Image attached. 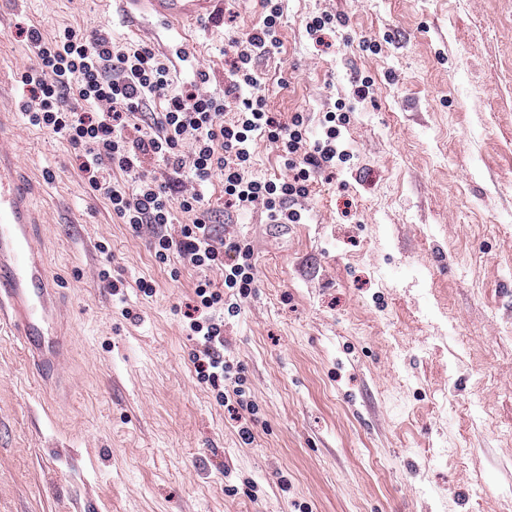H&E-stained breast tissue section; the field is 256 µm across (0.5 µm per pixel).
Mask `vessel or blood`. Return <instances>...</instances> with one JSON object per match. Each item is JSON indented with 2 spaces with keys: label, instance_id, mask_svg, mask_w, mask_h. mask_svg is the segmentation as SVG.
Masks as SVG:
<instances>
[{
  "label": "vessel or blood",
  "instance_id": "vessel-or-blood-1",
  "mask_svg": "<svg viewBox=\"0 0 512 512\" xmlns=\"http://www.w3.org/2000/svg\"><path fill=\"white\" fill-rule=\"evenodd\" d=\"M127 17L147 13L165 22H195L215 15L222 0H119ZM0 126V326L9 325L41 371L67 361L65 314L46 273L29 186Z\"/></svg>",
  "mask_w": 512,
  "mask_h": 512
}]
</instances>
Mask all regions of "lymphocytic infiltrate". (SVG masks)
I'll return each instance as SVG.
<instances>
[{
  "instance_id": "lymphocytic-infiltrate-1",
  "label": "lymphocytic infiltrate",
  "mask_w": 512,
  "mask_h": 512,
  "mask_svg": "<svg viewBox=\"0 0 512 512\" xmlns=\"http://www.w3.org/2000/svg\"><path fill=\"white\" fill-rule=\"evenodd\" d=\"M260 7L261 26L232 38L236 55L229 85L221 93L203 90L194 80L170 93L171 59L144 42L116 44L104 27H67L46 35L28 25L25 34L35 63L21 75L30 93L22 106L28 124L68 143L86 190L104 196L121 223L137 233L152 229L158 263L167 264L175 252L192 267L222 272V290L207 280L195 286L197 314L187 329L200 337L201 347L192 362L199 381L216 389L221 405L250 414L254 404L244 400L240 385L230 382L224 324L208 312L223 307L237 315L256 286L253 251L214 235L201 189L213 176H222L225 209L243 211L259 201L270 223L297 224L302 214L294 202L308 195L315 174L335 170L344 156L335 126L310 139L302 113L281 121L259 95L253 60L279 48L283 16L282 0H260ZM229 110L234 117L228 121L224 114ZM141 116L149 118L151 135L130 136L129 127ZM259 136L280 148L287 177L249 176L251 144ZM153 160L185 176L189 188L173 194L170 184L149 170ZM179 212L193 220L175 238L164 229Z\"/></svg>"
}]
</instances>
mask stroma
Masks as SVG:
<instances>
[{
	"instance_id": "obj_1",
	"label": "stroma",
	"mask_w": 512,
	"mask_h": 512,
	"mask_svg": "<svg viewBox=\"0 0 512 512\" xmlns=\"http://www.w3.org/2000/svg\"><path fill=\"white\" fill-rule=\"evenodd\" d=\"M283 10L278 52L255 63L267 108L314 132L346 112L347 156L298 199L299 224L269 223L259 201L226 216L221 178L204 191L217 234L256 262L224 318L256 407L246 444L184 329L196 283L221 272L156 262L150 232L113 218L66 141L22 111L19 23L109 28L174 58L171 91L205 72L219 92L223 17L179 29L110 0H0V120L70 312L62 385L0 329V512H512V0ZM324 15L335 27L308 34Z\"/></svg>"
}]
</instances>
